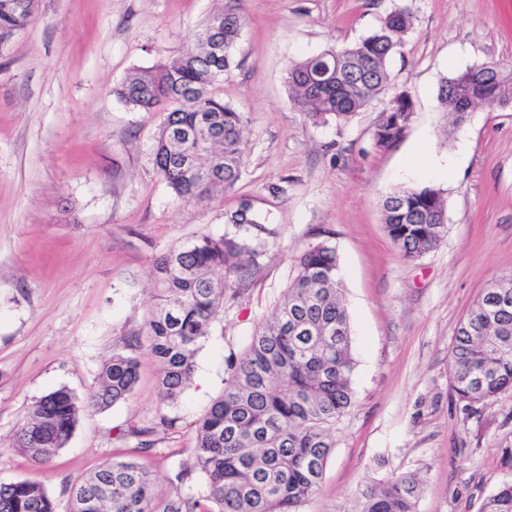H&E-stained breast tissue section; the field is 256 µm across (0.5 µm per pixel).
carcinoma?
Returning <instances> with one entry per match:
<instances>
[{
	"mask_svg": "<svg viewBox=\"0 0 512 512\" xmlns=\"http://www.w3.org/2000/svg\"><path fill=\"white\" fill-rule=\"evenodd\" d=\"M243 2L224 0L200 26L193 47L112 89L133 110L162 114L154 164L171 192L188 204L202 206L215 191L233 188L245 163L246 119L220 93L245 24ZM35 9V0H0V47L27 27ZM409 25V12L398 8L356 44L291 62L286 82L295 108L315 122H347L379 101ZM212 40L221 46L217 56L205 50ZM462 92L491 105L512 100V85L488 84L477 64L444 77L437 100L457 127L468 116L460 106ZM411 111L405 90L382 107L377 147L389 149L403 137L406 126L398 114ZM383 214L386 233L409 259L434 250L448 230L443 192L431 186L389 193ZM262 254L260 242L201 233L156 260L155 303L143 336L147 353L160 365L162 400L173 403L188 387L196 356L224 309L227 278L244 281ZM338 270L336 250L326 242L297 259L272 320L256 330L232 364L224 393L194 423L193 461L171 480L173 494L157 501L145 468L114 457L70 485L72 512H298L319 489L335 447L333 427L353 401L356 363ZM452 359V387L465 407L512 390V274L484 289L460 322ZM138 368L134 353L112 350L87 399L65 387L42 396L18 423L12 447L50 466L86 409H105L131 396ZM154 434L153 427L125 430L145 454L155 450ZM198 475L208 489L203 498L183 493ZM420 489V479L411 474L367 483L354 512H415ZM0 512H55V505L40 484L0 482ZM481 512H512V482L488 495Z\"/></svg>",
	"mask_w": 512,
	"mask_h": 512,
	"instance_id": "1",
	"label": "carcinoma"
}]
</instances>
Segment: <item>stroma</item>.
<instances>
[{"instance_id": "obj_1", "label": "stroma", "mask_w": 512, "mask_h": 512, "mask_svg": "<svg viewBox=\"0 0 512 512\" xmlns=\"http://www.w3.org/2000/svg\"><path fill=\"white\" fill-rule=\"evenodd\" d=\"M221 0H39L0 51V482L43 485L70 512L68 484L112 457L136 455L129 425L156 428L143 462L160 496L194 445L191 425L224 391L294 275L296 258L336 250L350 316L353 404L333 429L319 490L300 512H352L368 482L415 473L416 512H480L512 469V392L465 408L451 389L455 332L492 281L512 274V108L480 106L461 128L437 103L443 76L487 61L512 68V0H244L246 23L225 72L226 102L246 118L241 177L205 206L178 200L153 160L161 116L112 94L131 72L189 48ZM399 7L411 14L390 62L411 122L378 149L379 105L316 123L289 98L290 61L350 46ZM420 184L443 190L446 236L411 260L387 236L382 201ZM264 233L231 221L242 203ZM261 238L247 286L229 287L177 403L158 393L159 365L138 349L131 397L86 410L43 468L14 450L29 405L59 388L86 398L113 349L142 330L153 265L197 234ZM174 428L159 426L161 417Z\"/></svg>"}]
</instances>
